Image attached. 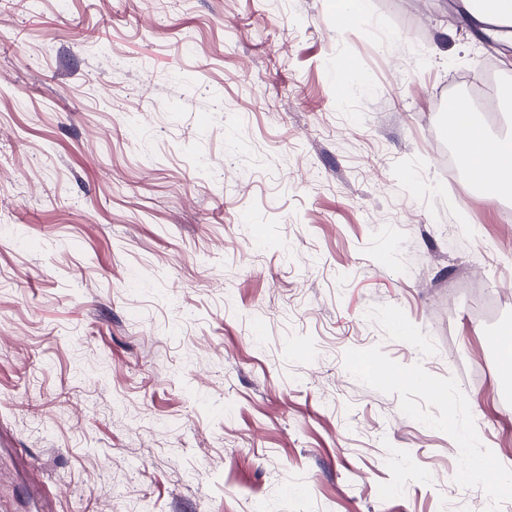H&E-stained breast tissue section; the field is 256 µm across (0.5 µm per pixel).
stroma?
I'll return each mask as SVG.
<instances>
[{"label":"stroma","instance_id":"35a3bbf8","mask_svg":"<svg viewBox=\"0 0 512 512\" xmlns=\"http://www.w3.org/2000/svg\"><path fill=\"white\" fill-rule=\"evenodd\" d=\"M371 6L0 0V512H512L508 47ZM453 114L454 121L452 113L448 114V126L455 122L465 129L462 135H458V145L471 176L490 187L493 196L505 189L511 191L512 138L490 136L474 122L460 124L457 121L460 115H470L469 105L465 102H460ZM456 166L460 174L469 177V171L459 158Z\"/></svg>","mask_w":512,"mask_h":512}]
</instances>
